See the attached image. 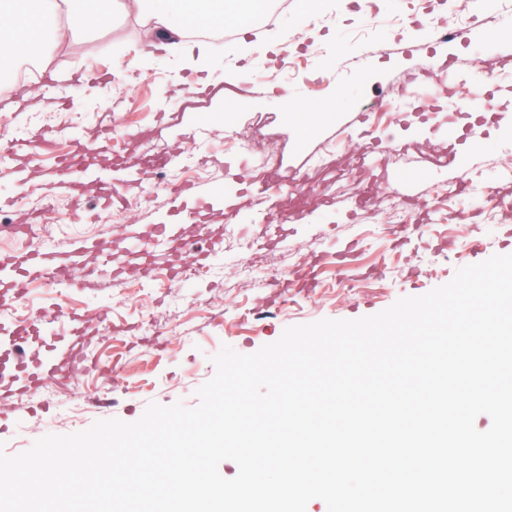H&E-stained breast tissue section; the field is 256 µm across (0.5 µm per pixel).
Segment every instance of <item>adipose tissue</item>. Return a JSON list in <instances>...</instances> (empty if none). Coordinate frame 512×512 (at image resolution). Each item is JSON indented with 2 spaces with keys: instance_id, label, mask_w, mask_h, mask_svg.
Wrapping results in <instances>:
<instances>
[{
  "instance_id": "1",
  "label": "adipose tissue",
  "mask_w": 512,
  "mask_h": 512,
  "mask_svg": "<svg viewBox=\"0 0 512 512\" xmlns=\"http://www.w3.org/2000/svg\"><path fill=\"white\" fill-rule=\"evenodd\" d=\"M267 4L268 0H0V53L35 51L49 37L57 41L99 30L122 10L145 21L156 38V49L181 48L188 65L199 66L208 56V46L193 39L192 30L219 21L245 29Z\"/></svg>"
}]
</instances>
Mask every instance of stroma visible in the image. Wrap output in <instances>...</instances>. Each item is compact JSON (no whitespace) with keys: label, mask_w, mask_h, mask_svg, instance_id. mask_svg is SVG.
<instances>
[{"label":"stroma","mask_w":512,"mask_h":512,"mask_svg":"<svg viewBox=\"0 0 512 512\" xmlns=\"http://www.w3.org/2000/svg\"><path fill=\"white\" fill-rule=\"evenodd\" d=\"M298 3L275 26L254 24L232 42H212L203 73L181 69L174 57L156 51L141 18L116 13L108 28L50 47L49 68L36 84L54 86L53 96L0 120V135L9 138L29 127L56 131L51 148L24 158L29 172L51 166L72 136L95 135L111 122L123 155H170L172 170L194 168L196 183L219 186L237 203L230 223L222 205L206 211L210 234L196 245L220 248L228 260L206 279L142 277L138 298L130 300L108 276L89 278L78 268L71 273L77 286L65 294L37 284L27 289L24 302L47 312L50 336L61 345L79 341L84 360L67 374L41 380L38 391L0 390V447L7 454L100 419L136 421L151 402L194 406L222 346L251 354L293 325L370 316L448 283L460 267L512 253V218L477 191L484 184L512 201V38H498L483 23L488 14L512 20V0H487L463 17L443 0ZM394 17L400 25H391ZM443 24L458 30V38L437 40L434 29ZM324 46L331 50L325 66L317 55ZM287 56L302 64L295 80H258V73L280 69ZM476 59L496 65V109L476 117L449 111L464 90L449 65ZM99 68L112 72L105 97H89L72 83V75ZM229 95L235 99L230 110ZM401 96L416 98L421 109L390 113V101ZM299 102L326 113L305 134L290 117ZM203 113L214 124L206 152L197 155L187 135ZM452 123L459 130L454 141L446 135ZM229 124L258 128L263 139L242 152L225 150ZM474 127L484 141L477 153L467 137ZM267 150L274 164L263 162ZM240 165L273 193L265 223L251 221L252 196L238 190L233 177ZM459 166L469 170L470 184L437 203L436 188L450 187ZM417 169L427 179H403V172ZM11 195L0 184V225L33 227L29 237L5 236V244L19 250L106 239L130 224L197 210L196 197L155 191L147 181L126 194L141 199L136 209L61 197L42 183L27 193L23 207L13 206ZM390 195L406 205L414 231L393 228L384 207ZM78 204L86 219L74 224ZM295 212L302 223H284ZM110 214L111 224L105 221ZM275 224L281 237L269 250L282 255L281 267L262 275L260 287H244L239 259L258 251ZM101 306L110 309L108 322L97 316ZM58 309L83 316L80 337H73L66 318H55Z\"/></svg>","instance_id":"obj_1"}]
</instances>
